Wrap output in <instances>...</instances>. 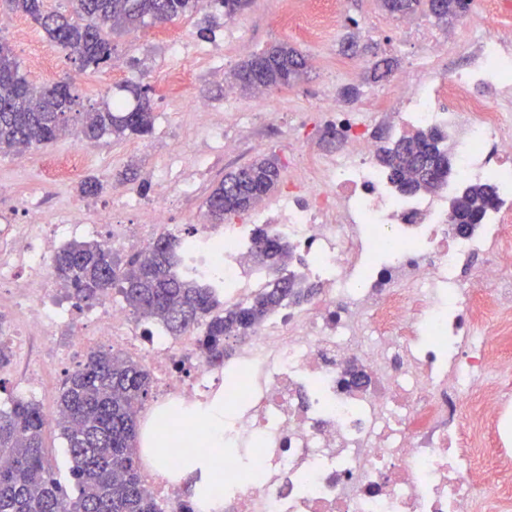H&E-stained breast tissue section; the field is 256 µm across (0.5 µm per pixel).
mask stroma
<instances>
[{"instance_id":"1","label":"stroma","mask_w":512,"mask_h":512,"mask_svg":"<svg viewBox=\"0 0 512 512\" xmlns=\"http://www.w3.org/2000/svg\"><path fill=\"white\" fill-rule=\"evenodd\" d=\"M11 27L0 30L21 62L29 81L37 86L68 76L81 105L101 102L102 98L118 92L130 83L149 85L155 115L152 134L141 138L117 140L106 136L95 143L73 137L31 148L28 165L18 166L12 156H0V225L53 224L65 207H79L86 215L113 212L122 224H143L148 220L147 209H113L114 192L147 197L152 192L154 174L159 173L173 156L191 159L201 156L194 169L204 190H211L224 175L256 155L275 154L280 163H287L292 147H299L313 156L335 151L337 144L328 128L308 121L299 128L296 143H289L287 128L295 115L314 112L319 100H337L344 111H361L372 137L385 142L391 135L390 126L380 115L368 112L371 99L384 95L388 82H371L368 71L353 72V59L341 51L347 32H354L364 45V60L375 62L382 58L394 61V72L410 67L413 59L422 54V47L405 34L399 18L386 12L379 0H345L336 24L318 41L303 40L296 32L281 29L275 20L273 0H251L249 6L233 19L212 18L210 10H199L167 24L148 25L126 34H113L116 51L108 65L98 71L83 69L70 59L65 50L50 41L43 29L28 16L17 13ZM243 41L258 53L272 43L285 41L302 51L308 58L307 75L289 87H280L257 94H238L237 100L252 112L267 113L262 127L244 129L239 150L231 155L206 149L202 130L193 125L185 109V101L194 96L208 100L213 112L224 111V79L217 76L219 68L237 69L244 54L227 51L209 55L199 53L183 59L170 54L168 47L177 42L187 47L206 46L223 39ZM189 64L194 81L185 89L182 100L165 94V75L170 68ZM355 86L361 91L353 103L341 101L344 87ZM83 159L72 172L63 167L75 151ZM135 164L137 176L123 178L122 170ZM89 176L102 180L103 190L95 196L79 193L80 183ZM57 347L67 353L65 362L55 365L47 377V390L38 403L47 415H54L56 400L67 374L77 369L89 353L72 343L69 327H62Z\"/></svg>"}]
</instances>
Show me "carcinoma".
<instances>
[{"label":"carcinoma","instance_id":"1","mask_svg":"<svg viewBox=\"0 0 512 512\" xmlns=\"http://www.w3.org/2000/svg\"><path fill=\"white\" fill-rule=\"evenodd\" d=\"M72 16L44 10V0H0V10L22 13L39 23L49 39L68 52L83 68L98 70L109 63L115 47L111 33L134 30L149 19L164 24L197 9L198 0H69ZM228 19L250 0H211ZM385 11L406 16L427 6L425 0H381ZM462 0H443L429 11L437 24L464 15ZM306 59L286 42L252 55L234 72L243 92L290 86L304 75ZM135 105L115 98L87 112H77L78 96L61 78L40 88L31 86L8 43L0 38V155L19 148L51 143L67 135L85 141L105 136L143 137L152 132L154 113L148 88L126 84ZM444 134L422 130L384 145L378 161L390 179L407 194L432 192L438 186L422 174L448 163ZM281 166L273 155H258L224 173L205 201L209 223L253 210L277 191ZM496 188L487 181L467 184L455 201L457 223L477 224L494 204ZM255 259L277 270L288 265V242L265 228L256 230ZM181 240L161 233L150 256L126 259L97 240L74 241L53 258L58 279L68 287L76 307L97 304L117 290L138 321L159 324L171 336L199 329V350L214 365L224 364L229 341L255 332L275 308L285 302L300 304L313 288L294 278L274 276L244 303L226 305L213 292L175 271ZM152 388L150 372L128 356L113 351L90 354L68 374L58 397L55 426L65 442L74 491L56 476L48 458L43 431L49 423L41 407L17 398L0 411V512H160L144 485L137 447L138 416Z\"/></svg>","mask_w":512,"mask_h":512}]
</instances>
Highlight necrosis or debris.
Listing matches in <instances>:
<instances>
[{"mask_svg": "<svg viewBox=\"0 0 512 512\" xmlns=\"http://www.w3.org/2000/svg\"><path fill=\"white\" fill-rule=\"evenodd\" d=\"M341 0H277L276 21L304 39L323 38ZM464 52L466 66L440 74L444 57ZM191 114L207 138L231 150L240 126L264 114L210 125V105L193 98ZM368 108L390 119L396 136L442 130L455 179L430 196L407 197L389 182L378 147L362 130V113L319 104L341 147L315 159L297 154L290 187L274 205L244 221L210 224L196 217L189 249L176 265L225 302L249 299L270 278L256 264L257 227L296 250L293 271L315 292L309 302L274 312L233 345L223 365L208 363L195 333L174 341L135 323L111 298L85 321L50 303L45 276L64 232L0 225V285L20 307L25 329L0 324L16 346L53 343L70 327L76 344L132 353L155 373V399L142 418L143 471L162 512H183L180 453L156 468L154 444L179 409L213 399L238 412L224 441L241 451L224 461V493L210 512H512V0H499L490 25L470 22L458 40L429 35L424 52ZM488 179L499 191L482 224L449 220V199ZM194 180L182 161L155 181L144 224H113L98 213L106 246L148 251L174 231L165 200L189 196ZM496 454L478 491L477 464Z\"/></svg>", "mask_w": 512, "mask_h": 512, "instance_id": "4bbe7bcc", "label": "necrosis or debris"}]
</instances>
